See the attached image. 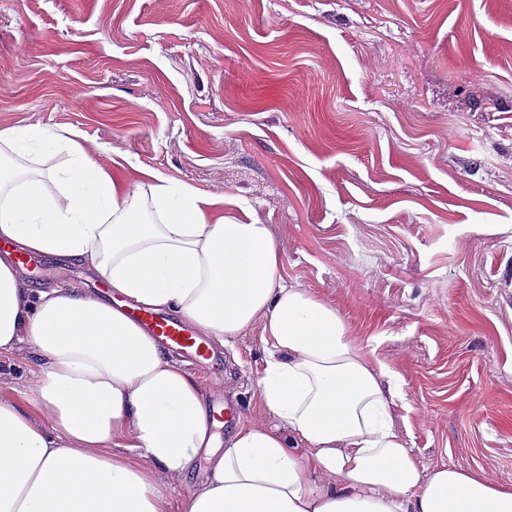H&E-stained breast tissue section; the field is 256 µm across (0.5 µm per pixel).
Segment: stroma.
<instances>
[{
  "mask_svg": "<svg viewBox=\"0 0 512 512\" xmlns=\"http://www.w3.org/2000/svg\"><path fill=\"white\" fill-rule=\"evenodd\" d=\"M270 225L424 469L512 484V0H0V130ZM262 325L205 386L252 416Z\"/></svg>",
  "mask_w": 512,
  "mask_h": 512,
  "instance_id": "35a3bbf8",
  "label": "stroma"
}]
</instances>
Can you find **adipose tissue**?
I'll return each instance as SVG.
<instances>
[{"label":"adipose tissue","mask_w":512,"mask_h":512,"mask_svg":"<svg viewBox=\"0 0 512 512\" xmlns=\"http://www.w3.org/2000/svg\"><path fill=\"white\" fill-rule=\"evenodd\" d=\"M69 165L44 174L41 158ZM160 172L112 177L74 131L0 130V353L34 368L0 397V512H512V485L423 471L398 431L394 375L335 307L283 282L269 225ZM58 260L31 287L20 255ZM95 271L111 299L69 283ZM172 312L227 344L263 318L254 400L225 442L203 386L128 314ZM208 467L188 480L200 460Z\"/></svg>","instance_id":"ef3b65f1"}]
</instances>
